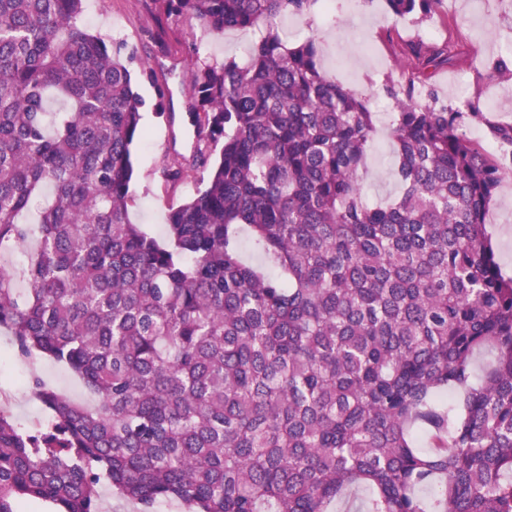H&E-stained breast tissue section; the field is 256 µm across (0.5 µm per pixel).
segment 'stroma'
Returning a JSON list of instances; mask_svg holds the SVG:
<instances>
[{
	"label": "stroma",
	"mask_w": 512,
	"mask_h": 512,
	"mask_svg": "<svg viewBox=\"0 0 512 512\" xmlns=\"http://www.w3.org/2000/svg\"><path fill=\"white\" fill-rule=\"evenodd\" d=\"M84 17L91 33L126 42L141 61L160 67L174 91L173 104L178 111L174 119L166 120L153 110L152 88L141 86L146 101V136L133 146L136 174L130 191L135 202L130 218L150 234L162 236L172 198L161 188L158 169L165 156L190 153L184 107L191 95L192 69L185 59L175 57L171 47L164 50L157 44L152 0H84ZM279 29L292 41L315 38L323 73L362 95L374 112L376 135L365 159L368 175L364 195L370 204H386L401 191L390 137L395 113L391 100L381 91L387 79H400L403 72V60L395 54L392 40L452 39L458 54L449 68L434 76L435 95L444 102L480 96L484 112L512 122V97L503 96V84L490 81L475 85L472 71L475 60L497 55L512 44V0H443L439 12L423 23L387 18L382 0H333L327 6L316 5L304 17H281ZM166 35L171 45L196 44L208 61L233 59L242 65L248 62V50L255 39L251 30L208 32L188 16L173 20ZM486 222L497 260L503 272L512 275V173L505 175ZM35 376L76 403L91 400L83 383L67 367L40 354L25 360L17 358L12 336L1 331L0 405L7 407L15 424L24 431L47 429L52 420L50 411L30 391L29 382Z\"/></svg>",
	"instance_id": "stroma-1"
}]
</instances>
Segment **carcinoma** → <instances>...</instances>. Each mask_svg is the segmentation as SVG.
<instances>
[{
    "mask_svg": "<svg viewBox=\"0 0 512 512\" xmlns=\"http://www.w3.org/2000/svg\"><path fill=\"white\" fill-rule=\"evenodd\" d=\"M83 2L0 0V247L34 242L0 268V329L98 400L32 377L52 414L35 432L0 405V512H100L103 479L140 512H329L356 487L365 512H512V276L485 224L512 123L435 97L449 43L407 44L409 71L383 84L402 193L371 207L367 102L325 76L313 38L277 32L319 0H153L260 31L244 66L188 47L196 146L160 174L196 190L160 240L130 219L132 147L138 83L158 116L171 90L89 33ZM439 2L384 0L419 22ZM475 76L512 81V49ZM477 124L503 151L467 137ZM244 232L263 263L242 258Z\"/></svg>",
    "mask_w": 512,
    "mask_h": 512,
    "instance_id": "cac0c4a2",
    "label": "carcinoma"
}]
</instances>
